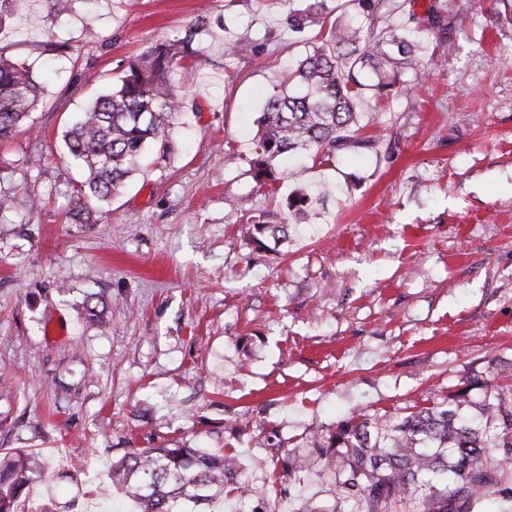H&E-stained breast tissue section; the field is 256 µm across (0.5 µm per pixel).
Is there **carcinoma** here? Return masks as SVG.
<instances>
[{"label": "carcinoma", "instance_id": "obj_1", "mask_svg": "<svg viewBox=\"0 0 512 512\" xmlns=\"http://www.w3.org/2000/svg\"><path fill=\"white\" fill-rule=\"evenodd\" d=\"M328 0H307L288 8V28L301 35L317 26L324 37L311 43L305 57L285 67L258 118L260 129L250 165L258 183L276 182L278 160L299 151L321 164L364 142L356 107L366 90L379 97L409 94L413 85L399 75L424 72L417 55L421 34L440 27L430 7L419 19L409 10L402 33L374 32L387 0H357V12L329 20ZM194 31L151 44L129 61L110 89L95 97L63 131L74 165L84 172L72 185V219L89 224L92 202L109 203L142 164L161 165L171 153V134L183 108L171 74L192 72L201 49ZM375 81L364 83V73ZM39 84L28 68L0 47V141L14 138L35 111ZM312 200L303 192L289 201L298 220ZM280 470L279 510L269 512H391L401 503L409 512H475L486 491L496 489L512 503V482L501 472L512 467V392L489 379L471 377L429 407L393 421L385 416H351L336 429L314 434L305 446L280 448L272 457ZM320 467L328 475L332 505L296 511L305 476ZM55 476L50 463L18 450L0 456V512H21L19 501L34 483ZM112 486L139 505L140 512H185L234 493L246 512H263L269 490L254 484L237 455L223 449L131 448L110 468Z\"/></svg>", "mask_w": 512, "mask_h": 512}]
</instances>
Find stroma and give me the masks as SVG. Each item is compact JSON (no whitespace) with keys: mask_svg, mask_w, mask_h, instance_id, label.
I'll return each mask as SVG.
<instances>
[{"mask_svg":"<svg viewBox=\"0 0 512 512\" xmlns=\"http://www.w3.org/2000/svg\"><path fill=\"white\" fill-rule=\"evenodd\" d=\"M438 2L423 51L442 58L409 96L366 94L371 147L281 165L272 189L250 171L256 120L304 51L281 10L94 0L54 21L29 0L0 29L43 88L28 128L0 144V194L15 197L0 211V450L82 465L74 482L32 485L26 507L51 495L59 512H138L108 470L161 436L236 453L271 484L270 430L294 447L475 375L512 388V0ZM200 17L206 55L178 87L167 163L74 223L63 130L132 57ZM300 190L308 220L257 237ZM91 298L106 324L85 320Z\"/></svg>","mask_w":512,"mask_h":512,"instance_id":"obj_1","label":"stroma"}]
</instances>
